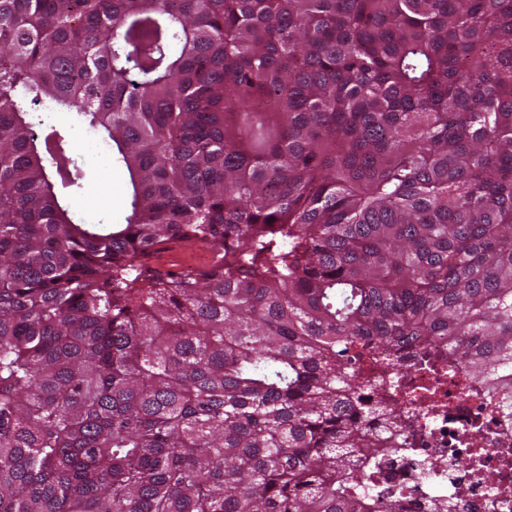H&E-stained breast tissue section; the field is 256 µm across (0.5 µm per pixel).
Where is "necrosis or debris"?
Segmentation results:
<instances>
[{"label": "necrosis or debris", "mask_w": 512, "mask_h": 512, "mask_svg": "<svg viewBox=\"0 0 512 512\" xmlns=\"http://www.w3.org/2000/svg\"><path fill=\"white\" fill-rule=\"evenodd\" d=\"M382 375L390 382H402L421 394L418 401L417 445L407 461L400 463L395 474L397 482L408 483L416 461L427 464V472L418 484L426 496H448L459 501L458 512H494L491 503L500 488L512 491V465L503 466L499 450L482 448L486 469L494 472V484L476 482L469 470L454 463L448 446L451 438L467 435L474 419L489 424L501 441L512 444V419H507L479 399L461 392L463 372L447 366L440 373L423 367L392 364L382 368Z\"/></svg>", "instance_id": "necrosis-or-debris-1"}]
</instances>
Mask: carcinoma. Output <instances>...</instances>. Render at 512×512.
<instances>
[{"label":"carcinoma","mask_w":512,"mask_h":512,"mask_svg":"<svg viewBox=\"0 0 512 512\" xmlns=\"http://www.w3.org/2000/svg\"><path fill=\"white\" fill-rule=\"evenodd\" d=\"M412 356L512 412V0H0V512H403ZM38 133L50 126L71 130L76 151L80 157L83 170L81 188H71L60 191L63 197L72 200L86 223H96L101 218L112 222H121L125 208V189L127 185L126 171L112 165L110 153L94 134V132L79 126L75 115L67 110L46 108L44 105L33 106L30 113ZM103 150H100L99 148ZM107 197L110 202L104 203ZM212 259L211 250L202 244L174 245L157 253L151 263L160 269L181 271L201 268Z\"/></svg>","instance_id":"obj_1"}]
</instances>
